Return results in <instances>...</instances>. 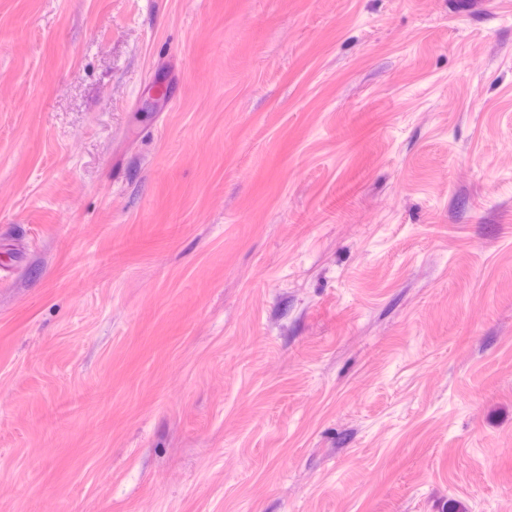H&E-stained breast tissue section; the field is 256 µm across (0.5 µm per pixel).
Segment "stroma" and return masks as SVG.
Returning a JSON list of instances; mask_svg holds the SVG:
<instances>
[{
    "mask_svg": "<svg viewBox=\"0 0 512 512\" xmlns=\"http://www.w3.org/2000/svg\"><path fill=\"white\" fill-rule=\"evenodd\" d=\"M452 498L512 512V0H0V512Z\"/></svg>",
    "mask_w": 512,
    "mask_h": 512,
    "instance_id": "obj_1",
    "label": "stroma"
}]
</instances>
